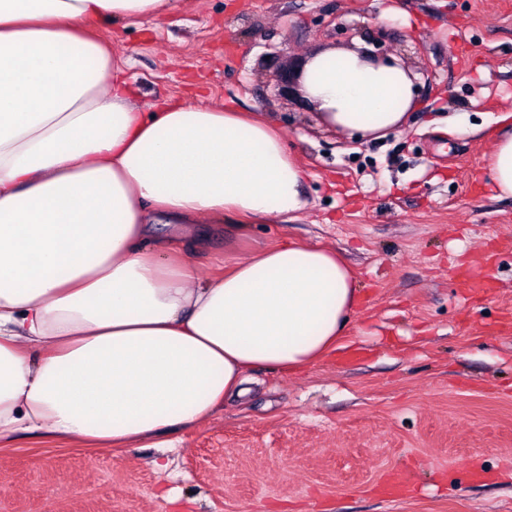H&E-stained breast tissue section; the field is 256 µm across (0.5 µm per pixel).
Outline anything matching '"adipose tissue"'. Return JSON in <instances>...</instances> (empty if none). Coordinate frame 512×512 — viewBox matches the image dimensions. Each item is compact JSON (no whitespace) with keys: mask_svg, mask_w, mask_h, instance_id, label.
I'll return each instance as SVG.
<instances>
[{"mask_svg":"<svg viewBox=\"0 0 512 512\" xmlns=\"http://www.w3.org/2000/svg\"><path fill=\"white\" fill-rule=\"evenodd\" d=\"M177 0H0V442L20 433L167 448L170 428L250 393L258 368L334 350L359 289L333 250L288 243L200 278L224 222L288 221L304 173L271 124L197 103L139 111L93 31ZM303 90L336 130L379 137L410 72L325 49ZM166 224L165 242L151 244Z\"/></svg>","mask_w":512,"mask_h":512,"instance_id":"obj_1","label":"adipose tissue"}]
</instances>
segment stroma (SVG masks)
I'll return each instance as SVG.
<instances>
[{
	"mask_svg": "<svg viewBox=\"0 0 512 512\" xmlns=\"http://www.w3.org/2000/svg\"><path fill=\"white\" fill-rule=\"evenodd\" d=\"M96 33L140 111L207 101L281 131L306 209L227 228L193 263L207 277L259 247L336 250L362 295L340 342L357 358L254 370L245 400L174 431L164 471L153 448L20 434L0 444V512H512V198L489 171L490 118L512 106V0H180ZM358 47L413 77L415 104L383 138L282 92L289 65ZM393 478L396 500L379 492Z\"/></svg>",
	"mask_w": 512,
	"mask_h": 512,
	"instance_id": "35a3bbf8",
	"label": "stroma"
}]
</instances>
